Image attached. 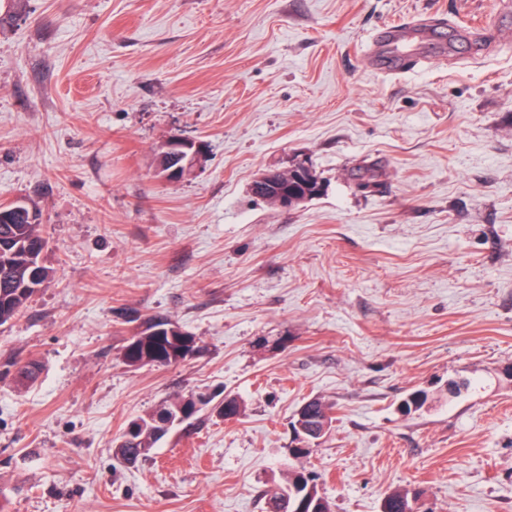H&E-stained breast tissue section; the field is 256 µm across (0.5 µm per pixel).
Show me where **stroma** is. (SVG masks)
Here are the masks:
<instances>
[{"label": "stroma", "mask_w": 512, "mask_h": 512, "mask_svg": "<svg viewBox=\"0 0 512 512\" xmlns=\"http://www.w3.org/2000/svg\"><path fill=\"white\" fill-rule=\"evenodd\" d=\"M419 14L456 23L447 52L374 70L377 32ZM174 135L207 153L172 183L154 151ZM300 161L319 196L252 193ZM17 200L54 275L0 327L6 512H269L292 470L332 512L405 490L421 512H512V0H24L0 23ZM155 317L198 352L127 366ZM174 393L211 403L124 463L127 424ZM227 396L243 416L216 414ZM312 398L332 423L296 456Z\"/></svg>", "instance_id": "35a3bbf8"}]
</instances>
